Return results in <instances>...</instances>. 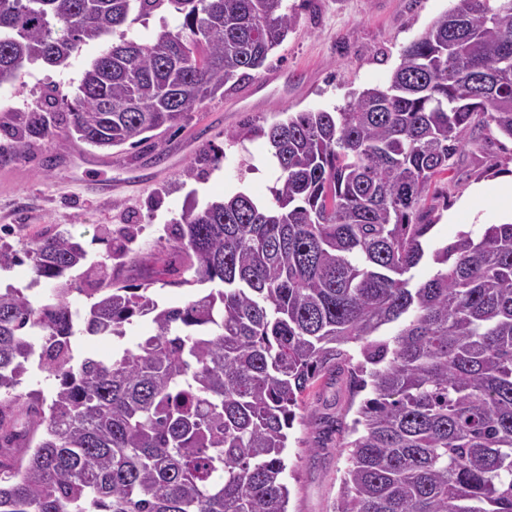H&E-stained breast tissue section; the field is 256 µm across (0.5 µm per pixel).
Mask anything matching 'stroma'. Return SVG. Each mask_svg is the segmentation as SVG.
<instances>
[{
    "label": "stroma",
    "instance_id": "obj_1",
    "mask_svg": "<svg viewBox=\"0 0 512 512\" xmlns=\"http://www.w3.org/2000/svg\"><path fill=\"white\" fill-rule=\"evenodd\" d=\"M457 0H286L297 24L253 79L205 101L183 129L136 147L99 150L85 144L56 151L41 141L22 158L0 162V228L17 249L42 237L68 234L90 256L106 260L113 277L137 286L153 279V296L182 303L194 287L169 284L180 257L170 224L189 209L244 192L269 198L274 175L261 170L269 154L262 129L286 113L330 109L348 95L387 82L405 46ZM105 42L82 45L66 65H25L11 93L15 109H40L45 96L73 98L85 70ZM223 150L221 161L201 155L205 145ZM194 165L195 176L181 171ZM512 175V139L486 131L468 142L434 199L433 243L459 232L480 235L488 224L512 221L495 195L469 203L471 188ZM106 178L112 195L97 197L88 183ZM344 380L328 374L307 393L305 423L290 432L289 512H333L346 457L337 443V419L351 420Z\"/></svg>",
    "mask_w": 512,
    "mask_h": 512
}]
</instances>
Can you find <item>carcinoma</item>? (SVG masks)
I'll return each instance as SVG.
<instances>
[{
    "mask_svg": "<svg viewBox=\"0 0 512 512\" xmlns=\"http://www.w3.org/2000/svg\"><path fill=\"white\" fill-rule=\"evenodd\" d=\"M404 47L386 85L262 131L272 199L239 192L172 227L179 305L120 286L72 236L19 251L49 290L0 289V512H288V430L322 375L362 399L337 424L346 454L334 512H512V224L429 247L435 178L467 139H512V0H459ZM179 21L153 39L129 18ZM297 23L284 0H0V84L27 63L61 66L119 34L84 72L69 121L18 112L0 128L18 159L38 141L136 145L181 127L253 78ZM498 76L478 100L469 75ZM440 266L416 283L425 257ZM96 278L74 308L65 278ZM152 333L109 358L78 336ZM394 327L387 339L378 335ZM27 374L51 381L19 390Z\"/></svg>",
    "mask_w": 512,
    "mask_h": 512,
    "instance_id": "carcinoma-1",
    "label": "carcinoma"
}]
</instances>
